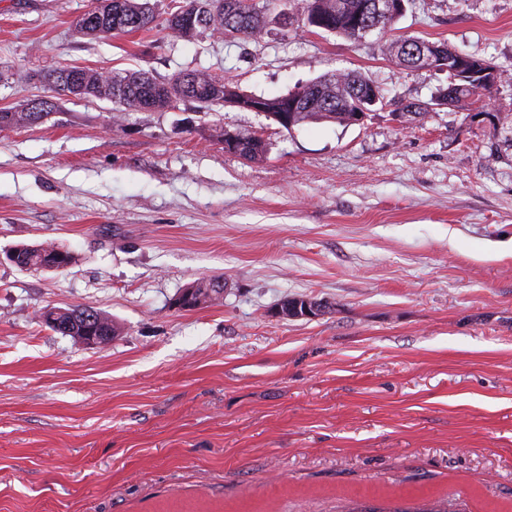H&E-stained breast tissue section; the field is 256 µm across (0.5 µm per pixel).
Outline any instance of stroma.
<instances>
[{
	"instance_id": "1",
	"label": "stroma",
	"mask_w": 512,
	"mask_h": 512,
	"mask_svg": "<svg viewBox=\"0 0 512 512\" xmlns=\"http://www.w3.org/2000/svg\"><path fill=\"white\" fill-rule=\"evenodd\" d=\"M149 28L77 32L93 0H0V512H512V0H407L389 38L445 41L503 80L470 110L447 74L294 21L252 40ZM204 70L272 97L330 71L383 96L360 124L282 129L180 102L117 112L40 72ZM428 103L417 122L394 119ZM266 144L249 161L221 130ZM57 241L60 272L8 259ZM224 281L220 302L180 292ZM327 302L284 319V298ZM123 328L88 348L53 307ZM54 104L44 99H36L19 107L21 110H0V127L22 128L41 122L53 111ZM218 278H199L191 283L184 289V292L193 290L190 294L191 304L188 307H181L182 309H195L199 307L208 306L220 301L224 296V283L222 286L223 293L213 290V282Z\"/></svg>"
}]
</instances>
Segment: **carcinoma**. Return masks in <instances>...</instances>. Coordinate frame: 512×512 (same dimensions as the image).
I'll return each mask as SVG.
<instances>
[{
    "instance_id": "carcinoma-1",
    "label": "carcinoma",
    "mask_w": 512,
    "mask_h": 512,
    "mask_svg": "<svg viewBox=\"0 0 512 512\" xmlns=\"http://www.w3.org/2000/svg\"><path fill=\"white\" fill-rule=\"evenodd\" d=\"M375 3L376 0H289V13L281 11L271 18L268 8L258 6L256 0H177L167 23L174 33L186 39L202 33L221 36L230 30L236 32L239 38L254 39L262 35L271 23L277 22L285 27L290 17L297 16L309 27L358 42L375 30L381 32L390 28L398 20L394 15L386 17L375 14ZM185 14L196 15L198 22L194 29L184 27L182 20ZM153 18L149 0H112V10L103 14L96 24L79 28V33L101 38L114 32H134L148 26ZM421 43L420 39L407 38L386 40L379 45L383 55L393 57L408 67L447 72L448 85L438 91L432 103L410 102L394 113L401 122L411 123L422 118L432 104L447 103L458 110H467L473 96L481 91H489L486 86L474 85V79L469 75V72L481 66L483 59L470 55V66L460 68L457 61L461 52L446 42H439L431 44L434 60L428 64L415 55ZM67 79L65 67L44 75V80L60 94L65 92ZM83 79L93 87L95 97L109 100L119 109H139L141 102L147 98L151 99L153 110L169 108L173 98L178 102L193 101L208 109L224 105V95L231 90L239 96L245 95L233 83L198 70L181 73L169 82L162 83L143 72L113 71L103 74L85 68ZM216 83L224 88L223 92L206 97L198 94V90ZM372 87V81L366 76L345 71H332L297 87L287 93L289 97L299 98L296 111L291 116L292 126L312 120L349 124L353 119L351 109L357 103L364 105L368 112H374L377 106L383 104V97L380 94L370 96ZM53 108L51 102L36 99L19 110L1 109L0 127L22 128L36 124L47 118ZM232 152L254 161L265 156L266 147L260 138L245 134ZM18 250L17 267L26 270L43 268L51 257L66 265L75 260L68 248L52 241L23 244L18 246ZM213 282L214 278L204 277L185 288L190 293L189 308L208 306L223 298V294L213 289ZM42 317L48 324L56 322L52 329L67 336H80L91 329L112 337L122 332L117 322L92 307L53 308L44 312Z\"/></svg>"
}]
</instances>
